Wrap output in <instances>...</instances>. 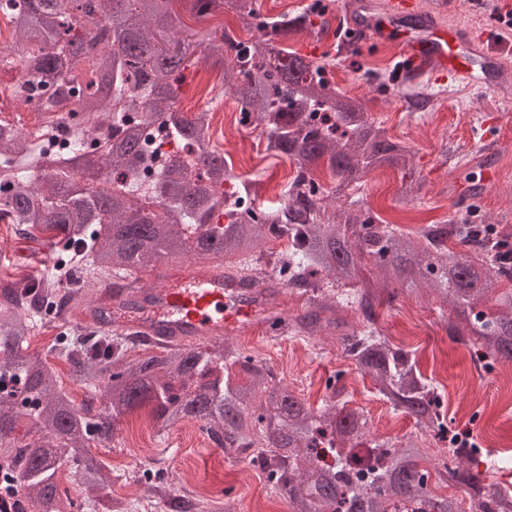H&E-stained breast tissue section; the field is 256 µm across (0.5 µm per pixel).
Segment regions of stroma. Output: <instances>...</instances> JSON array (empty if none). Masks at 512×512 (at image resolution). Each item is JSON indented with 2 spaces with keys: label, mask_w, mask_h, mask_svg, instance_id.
<instances>
[{
  "label": "stroma",
  "mask_w": 512,
  "mask_h": 512,
  "mask_svg": "<svg viewBox=\"0 0 512 512\" xmlns=\"http://www.w3.org/2000/svg\"><path fill=\"white\" fill-rule=\"evenodd\" d=\"M325 2L329 6L324 17L327 35L318 39L301 32L290 36L286 47L326 57L333 87L364 99L388 136L413 153L414 200L400 195L401 175L393 169L371 172L358 197L375 214L406 232H415L423 224L460 223L467 216L465 205L451 196L448 180L468 171L470 163L492 147L497 151L498 177L479 199L480 213L486 223L512 224V42L495 46L504 59L496 87L480 93L462 83L450 85L426 76L417 84L428 99L416 108L397 89H378L369 78L373 72L395 77L399 45L370 37L361 44L360 54L341 52L337 33L347 28L346 0ZM171 6L189 30L211 32V41L202 46L204 53L214 54L222 33L242 39L248 36L232 12L199 17L190 0H172ZM511 13L512 0H487L486 7L477 11L469 0H454L453 9L441 21L475 32L500 33L504 30L502 17ZM179 106L188 114L204 106L216 112V149L237 169L239 179L250 185L258 206H277L280 197L272 188L289 183L296 165L288 158L268 155L260 129L239 124L240 107L224 91L222 69L189 74ZM53 255L47 237H21L13 225L0 223V281L40 279ZM307 300L301 289H288L275 307L237 325L231 334L234 344L270 365L278 379L312 407L336 397L365 410L378 434L394 437L413 432V420L393 413L371 379L362 376L345 356L336 336L308 340L273 332L276 318L302 314ZM376 318L383 335L411 351L422 373L438 383L448 426L470 431L484 459L499 464V472L485 475V482L512 480V385L504 380L502 366H483L464 345L452 341L439 303L431 296L397 293L393 300L377 306ZM59 328L56 321L39 326L30 349L46 356L59 386L80 403L86 398L85 391L71 383L67 365L51 353ZM146 416L141 410L126 417L111 443L92 447L93 455L120 475L112 483L113 498L147 504L146 487L126 478L128 472L144 464L162 472L175 494L189 490L205 495L212 512H291L287 497L269 492L262 471L240 456H227L201 430L199 422L187 420L164 428L145 425Z\"/></svg>",
  "instance_id": "obj_1"
}]
</instances>
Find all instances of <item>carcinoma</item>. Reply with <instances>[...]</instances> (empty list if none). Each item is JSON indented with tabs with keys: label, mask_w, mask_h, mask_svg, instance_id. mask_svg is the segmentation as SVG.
I'll return each mask as SVG.
<instances>
[{
	"label": "carcinoma",
	"mask_w": 512,
	"mask_h": 512,
	"mask_svg": "<svg viewBox=\"0 0 512 512\" xmlns=\"http://www.w3.org/2000/svg\"><path fill=\"white\" fill-rule=\"evenodd\" d=\"M194 2L201 14L231 9L259 33L247 40L222 34L224 89L240 115L262 127L265 151L296 162L275 208L256 206L212 146L211 109L189 116L176 109L185 70L208 67L211 57L199 54L205 37L186 32L170 0H0L14 50L57 82L56 94L76 98L62 150L39 149L21 131L0 126V221L61 245L60 262L40 283L0 298V467L19 476L32 512H133L132 504L100 495L122 475L92 456L91 447L110 442L126 416L148 407L164 427L194 419L224 453L247 454L270 489L288 497L292 512H458L457 500L434 494L429 471L420 467L426 442L375 438L367 415L338 401L307 408L269 366L227 340L132 358L136 343L124 334L61 335L56 357L69 366L72 382L95 396L82 404L55 383L41 353L29 351L43 321L35 300L52 301L63 269L85 282L70 294L75 307L90 300L91 284L101 277L172 256L224 257V277L242 285L309 292L308 309L288 328L308 338L337 333L345 356L394 412L448 443L451 461L436 469L440 480L471 490L483 512H512V485H481V473L471 469L476 447L448 428L434 382L375 319L381 288L432 292L456 314L448 336L468 338L480 360L512 363V288H503L512 285V225L426 224L411 235L345 196L383 167L403 171V193L414 192L413 154L388 137L362 99L332 87L325 58L283 46L290 30L312 32L311 10L270 19L255 0ZM37 90L25 78L17 85L27 105ZM130 108L141 115L129 118ZM155 125L176 150L161 181L145 186L138 170L150 157L145 130ZM90 133L109 135V148L87 181L76 160ZM321 167L337 180L331 205L314 177ZM221 185L224 198L212 196ZM273 239L287 248L270 252ZM450 241L464 251H449ZM367 261L380 268L376 286L365 282ZM353 307L366 326L348 334L342 313ZM232 368L242 381L231 378ZM66 467L89 494L79 507L60 489ZM131 479L148 482L165 512H210L197 497L166 498L163 482L149 473Z\"/></svg>",
	"instance_id": "cac0c4a2"
}]
</instances>
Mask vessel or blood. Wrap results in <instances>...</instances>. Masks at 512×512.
<instances>
[{
    "label": "vessel or blood",
    "instance_id": "obj_1",
    "mask_svg": "<svg viewBox=\"0 0 512 512\" xmlns=\"http://www.w3.org/2000/svg\"><path fill=\"white\" fill-rule=\"evenodd\" d=\"M449 0H433L424 8L418 0H349L350 36H377L397 43L404 62L401 76L419 78L444 74L461 80L475 90L494 87L502 70V56L489 47L490 33H475L445 26ZM474 175L451 181L456 198L467 201L485 193L498 173L492 155L473 163ZM126 288L98 289L91 302L81 307L78 317L98 327L131 333L162 345L195 344L223 339L226 332L248 320L266 304L262 286L243 290L225 280L219 269L194 268L172 273L158 270L150 278L133 273Z\"/></svg>",
    "mask_w": 512,
    "mask_h": 512
}]
</instances>
